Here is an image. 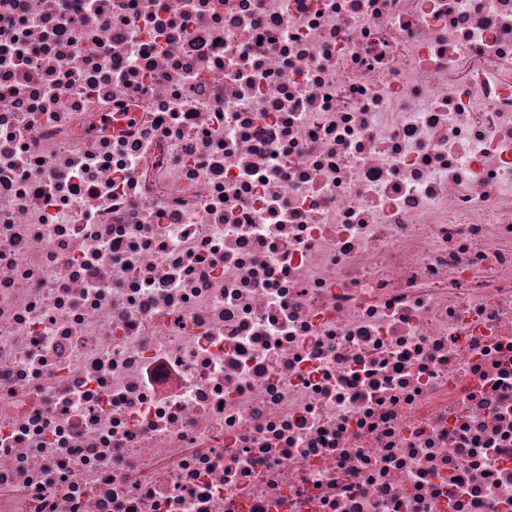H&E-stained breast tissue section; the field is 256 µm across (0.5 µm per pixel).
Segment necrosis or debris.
Instances as JSON below:
<instances>
[{
	"label": "necrosis or debris",
	"mask_w": 512,
	"mask_h": 512,
	"mask_svg": "<svg viewBox=\"0 0 512 512\" xmlns=\"http://www.w3.org/2000/svg\"><path fill=\"white\" fill-rule=\"evenodd\" d=\"M0 512H512V0H0Z\"/></svg>",
	"instance_id": "obj_1"
}]
</instances>
